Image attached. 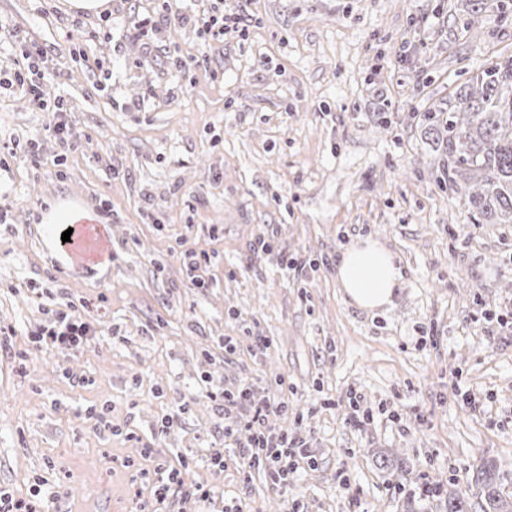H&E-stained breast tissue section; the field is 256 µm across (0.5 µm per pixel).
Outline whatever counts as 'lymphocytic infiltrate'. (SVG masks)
<instances>
[{
  "label": "lymphocytic infiltrate",
  "instance_id": "1",
  "mask_svg": "<svg viewBox=\"0 0 512 512\" xmlns=\"http://www.w3.org/2000/svg\"><path fill=\"white\" fill-rule=\"evenodd\" d=\"M199 32L214 41L239 36L245 29L243 15H231L217 4L195 11L191 18ZM95 326L73 305L56 310L49 325L32 336L37 349L79 350ZM211 399L218 402L224 415V437L213 444L211 459L217 467L233 465L243 477L261 470L271 474L280 490H287L297 471L310 464L312 456L301 431L272 433L267 427L269 416L283 413L288 403L284 398L257 397L251 385L242 384L236 391L215 390ZM154 487V501L162 504L174 498L209 499V490L185 487L176 467L159 463L148 474Z\"/></svg>",
  "mask_w": 512,
  "mask_h": 512
}]
</instances>
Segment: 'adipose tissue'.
<instances>
[{
	"label": "adipose tissue",
	"instance_id": "adipose-tissue-1",
	"mask_svg": "<svg viewBox=\"0 0 512 512\" xmlns=\"http://www.w3.org/2000/svg\"><path fill=\"white\" fill-rule=\"evenodd\" d=\"M337 277L351 304L373 309L387 304L400 271L392 255L375 243L346 249L337 265Z\"/></svg>",
	"mask_w": 512,
	"mask_h": 512
}]
</instances>
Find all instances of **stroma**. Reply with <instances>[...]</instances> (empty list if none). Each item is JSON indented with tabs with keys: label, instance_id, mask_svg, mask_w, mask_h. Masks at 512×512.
<instances>
[{
	"label": "stroma",
	"instance_id": "stroma-1",
	"mask_svg": "<svg viewBox=\"0 0 512 512\" xmlns=\"http://www.w3.org/2000/svg\"><path fill=\"white\" fill-rule=\"evenodd\" d=\"M68 2L0 0V18L46 46L58 79L45 94L82 134L63 152L50 113L0 88V489L52 493L50 512H134L153 496L144 472L166 461L212 499L165 512H278L289 496L303 512H405L421 474L460 478L485 455L512 493V337L497 321L512 311V224L473 223L421 123L512 54V16L484 0L476 38L461 0H220L250 17L220 43L165 25L193 0H110L106 22ZM137 14L158 29L136 35ZM66 199L107 212L109 260L77 266L46 240L42 217ZM268 233L272 251L253 253ZM366 239L403 273L369 311L336 275ZM184 248L209 255L206 287ZM65 302L96 336L32 352ZM245 381L287 395L267 426L302 429L315 458L288 493L212 466L224 416L206 392Z\"/></svg>",
	"mask_w": 512,
	"mask_h": 512
}]
</instances>
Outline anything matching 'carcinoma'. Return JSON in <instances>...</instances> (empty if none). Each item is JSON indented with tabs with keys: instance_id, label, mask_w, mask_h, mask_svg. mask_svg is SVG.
Segmentation results:
<instances>
[{
	"instance_id": "obj_1",
	"label": "carcinoma",
	"mask_w": 512,
	"mask_h": 512,
	"mask_svg": "<svg viewBox=\"0 0 512 512\" xmlns=\"http://www.w3.org/2000/svg\"><path fill=\"white\" fill-rule=\"evenodd\" d=\"M466 30L480 31L481 0H466ZM446 160L442 180L454 192L466 189L476 224H512V55L499 56L457 87L448 108L425 113ZM505 473L479 456L463 479L422 477L418 499L442 502L446 512H512L503 493Z\"/></svg>"
}]
</instances>
